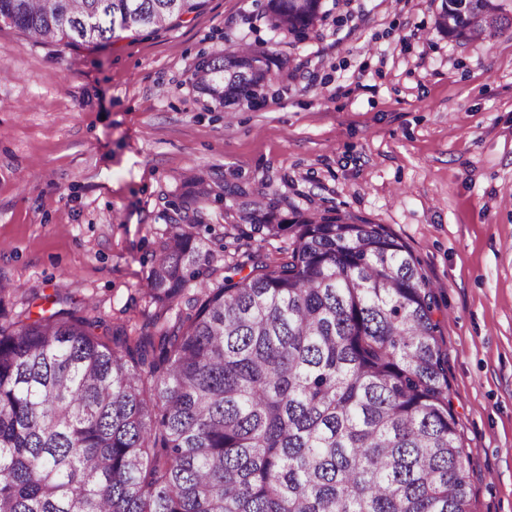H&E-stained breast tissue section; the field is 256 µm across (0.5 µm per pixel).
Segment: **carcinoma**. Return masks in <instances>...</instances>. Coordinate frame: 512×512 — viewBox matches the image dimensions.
Listing matches in <instances>:
<instances>
[{"label": "carcinoma", "instance_id": "cac0c4a2", "mask_svg": "<svg viewBox=\"0 0 512 512\" xmlns=\"http://www.w3.org/2000/svg\"><path fill=\"white\" fill-rule=\"evenodd\" d=\"M206 0H0V24L102 49ZM270 29L307 39L322 0H267ZM437 29L497 39L512 0H442ZM284 62L243 45L201 57L208 102L263 97ZM229 200L288 261L224 268L199 239ZM145 302L150 331L112 336L77 311L0 321V512H473L435 288L382 224L338 208L281 215L278 199L195 181L172 205ZM194 293H189L190 287Z\"/></svg>", "mask_w": 512, "mask_h": 512}]
</instances>
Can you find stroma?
Returning <instances> with one entry per match:
<instances>
[{"instance_id":"1","label":"stroma","mask_w":512,"mask_h":512,"mask_svg":"<svg viewBox=\"0 0 512 512\" xmlns=\"http://www.w3.org/2000/svg\"><path fill=\"white\" fill-rule=\"evenodd\" d=\"M295 44L255 0H207L100 52L0 24V284L6 317L82 310L148 329L139 294L172 202L220 176L283 216L337 207L384 225L436 286L439 338L474 512H512V28L493 43L438 32L441 0H323ZM251 44L292 78L236 112L207 106L203 54ZM216 266L287 261L224 204Z\"/></svg>"}]
</instances>
